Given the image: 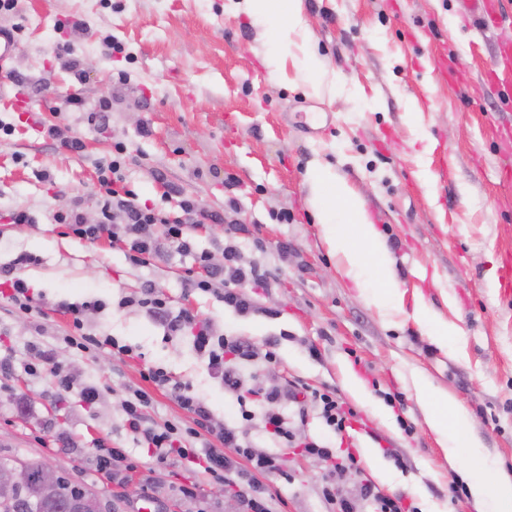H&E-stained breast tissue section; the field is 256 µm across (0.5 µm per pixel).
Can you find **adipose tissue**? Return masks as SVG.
<instances>
[{"instance_id":"1","label":"adipose tissue","mask_w":512,"mask_h":512,"mask_svg":"<svg viewBox=\"0 0 512 512\" xmlns=\"http://www.w3.org/2000/svg\"><path fill=\"white\" fill-rule=\"evenodd\" d=\"M227 8L245 15L263 47L262 65L273 78L283 83L299 79L311 92L335 87L336 72L313 40L304 16V0H229ZM305 183L308 202L320 224L329 248L342 256L345 274L356 287L365 285V259L359 242L369 243L377 258L379 289L367 290L369 302L380 310L399 302L402 292L392 273V262L380 233L370 220L360 193L326 162L313 161L307 168ZM417 389L426 407V420L439 434L450 437L449 458L478 456L479 445L470 436L467 413L452 405L448 395L435 394L425 381Z\"/></svg>"}]
</instances>
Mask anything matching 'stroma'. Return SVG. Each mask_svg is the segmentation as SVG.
Here are the masks:
<instances>
[{"mask_svg":"<svg viewBox=\"0 0 512 512\" xmlns=\"http://www.w3.org/2000/svg\"><path fill=\"white\" fill-rule=\"evenodd\" d=\"M227 0H17L0 13L17 49L0 71V268L21 254L19 275L39 297L42 316L12 313L0 299V459L38 460L72 484L111 501L112 512H240L236 489L179 457L159 463L124 427L128 390H146L151 419L188 426L173 384L189 385L215 420L237 426L255 453H280L282 472L256 474L271 512H330L319 458L270 439L261 418L242 419L235 398L212 377L189 332L167 334L138 304L144 287L173 310L208 320L218 335L255 345L277 339L276 364L244 366L245 385L299 391L330 388L352 417L330 431L311 401L282 405L298 438L354 449L358 466L336 491L372 512L361 488L375 482L414 512H476L462 474L512 472V0L487 26L463 0H304L306 22L336 72L335 94L282 87L254 53L250 21ZM74 48L57 56L56 42ZM80 95L85 108L67 102ZM104 110V125L88 112ZM83 143L58 148L45 126ZM122 174L141 205L175 209L194 200L221 223L197 231V246L224 259L225 230L238 228L243 263L260 265L268 285L250 289L255 310L241 315L214 295L183 285L191 258L170 253L132 265L123 242L90 243L55 223L80 204L99 219L96 171L116 145ZM322 159L363 197L393 260L402 309L386 318L341 275L307 204L304 174ZM24 211L31 223L11 217ZM288 223H280V214ZM100 301L87 333L132 347L63 350L73 330L68 303ZM424 304L461 335L435 343L413 317ZM54 348L74 379L59 392L50 376L23 370L35 348ZM163 367L170 386L142 378ZM365 387L356 402L347 376ZM449 393L471 418L484 463L449 461L448 446L425 421L417 377ZM97 386L95 403L81 397ZM401 394L388 403L390 394ZM386 408L378 416L376 408ZM109 448L123 461L105 467ZM391 478L376 480L366 449ZM461 488L452 496L449 486Z\"/></svg>","mask_w":512,"mask_h":512,"instance_id":"obj_1","label":"stroma"}]
</instances>
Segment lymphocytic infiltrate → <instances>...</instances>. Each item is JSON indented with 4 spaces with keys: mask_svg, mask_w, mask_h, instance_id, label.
<instances>
[{
    "mask_svg": "<svg viewBox=\"0 0 512 512\" xmlns=\"http://www.w3.org/2000/svg\"><path fill=\"white\" fill-rule=\"evenodd\" d=\"M125 152V147H117L115 156L106 165L107 173L101 178L97 223H86L74 209L55 213L54 221L68 225L72 233L82 240L93 242L104 235L126 239L129 245L127 258L135 265H146L149 258L160 259L172 251L192 256L200 273L187 280V288L214 293L237 313H250L254 305L248 291L265 286V272L254 265L240 264L238 247L231 241L224 244V261L220 264L214 263L210 253L196 251L191 234L195 227L193 217L196 213L193 202L183 201V217L172 219L159 211L135 204L132 191L116 190L113 176L120 171ZM139 303L168 332L190 329L194 346L206 358L208 369L222 376L225 390L236 394L242 408V418L252 419L253 413L247 409L246 404L248 398H255L256 402L266 407L262 415L266 432L282 440L285 446H292L294 434L288 418L277 411L275 405L284 400H297V393L278 388L243 389L238 369L239 364L256 359L273 362L276 359L275 351L264 350L232 337L216 335L210 322L197 319L187 311L174 312L165 299L155 295L153 289H145ZM88 308L85 302L67 305L74 333L64 337L66 349L86 352L93 348L107 347L120 355L130 354V347L119 344L113 337L85 333L83 315ZM178 401L192 414V426L182 428L173 424L161 426L151 423L146 416V410L151 404L149 395L139 388L130 390L124 403L128 431L157 460H165L168 455L174 454L213 477L234 478L240 487L239 498L243 512H268L262 489L253 481L251 471L239 468L237 459L241 456L248 458L252 470L274 474L281 470L280 458L274 454L253 453L250 444L239 432L234 427L214 420L208 407L190 390H183ZM219 443L224 445V452L216 451L215 446ZM230 448L235 449V456H227L226 451Z\"/></svg>",
    "mask_w": 512,
    "mask_h": 512,
    "instance_id": "1",
    "label": "lymphocytic infiltrate"
}]
</instances>
